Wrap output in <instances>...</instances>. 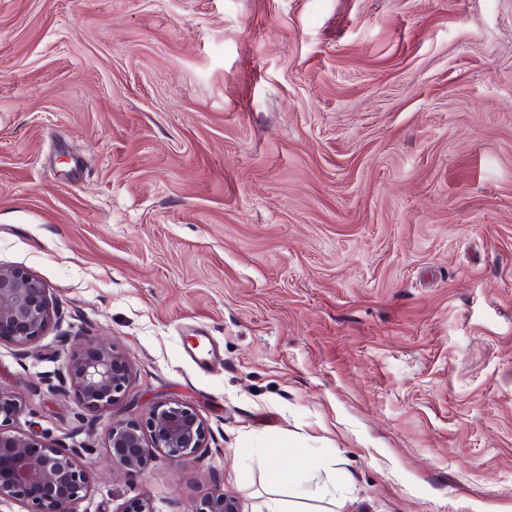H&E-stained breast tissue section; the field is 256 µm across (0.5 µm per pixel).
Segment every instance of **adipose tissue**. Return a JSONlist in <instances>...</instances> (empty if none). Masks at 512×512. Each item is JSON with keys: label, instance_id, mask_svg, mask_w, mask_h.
<instances>
[{"label": "adipose tissue", "instance_id": "obj_1", "mask_svg": "<svg viewBox=\"0 0 512 512\" xmlns=\"http://www.w3.org/2000/svg\"><path fill=\"white\" fill-rule=\"evenodd\" d=\"M336 464L335 458L323 457L274 467L277 482L287 484L290 498L270 499L267 512H302V504L310 500L323 502L322 512H342L345 498L336 488Z\"/></svg>", "mask_w": 512, "mask_h": 512}]
</instances>
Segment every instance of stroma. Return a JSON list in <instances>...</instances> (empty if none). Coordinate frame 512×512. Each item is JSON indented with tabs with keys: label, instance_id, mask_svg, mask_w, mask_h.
Instances as JSON below:
<instances>
[{
	"label": "stroma",
	"instance_id": "35a3bbf8",
	"mask_svg": "<svg viewBox=\"0 0 512 512\" xmlns=\"http://www.w3.org/2000/svg\"><path fill=\"white\" fill-rule=\"evenodd\" d=\"M0 265L49 290L0 387L79 512H264L257 448L336 457L344 512H512V0H0ZM78 336L111 411L52 388ZM166 400L207 448L113 471ZM75 340L92 346L85 354L71 357L65 384L69 383L86 409H112L122 400L129 383L123 355L104 340L90 336H78ZM193 512H238L234 495L217 488L204 496Z\"/></svg>",
	"mask_w": 512,
	"mask_h": 512
}]
</instances>
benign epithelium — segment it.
Segmentation results:
<instances>
[{"mask_svg":"<svg viewBox=\"0 0 512 512\" xmlns=\"http://www.w3.org/2000/svg\"><path fill=\"white\" fill-rule=\"evenodd\" d=\"M51 315L48 288L39 279L21 268L0 265V341L27 345L41 335ZM76 340L91 349L71 357L65 382L86 409L112 408L129 383L123 355L104 340ZM22 410L17 396L0 389V501L16 500L28 507L27 512H78L90 491L89 478L76 463L80 449L66 451L10 431V422ZM205 447L203 422L192 408L175 401L153 405L143 428L113 423L105 442L112 465L129 477L141 473L157 453L188 459ZM193 512H238L236 497L217 488Z\"/></svg>","mask_w":512,"mask_h":512,"instance_id":"benign-epithelium-1","label":"benign epithelium"}]
</instances>
